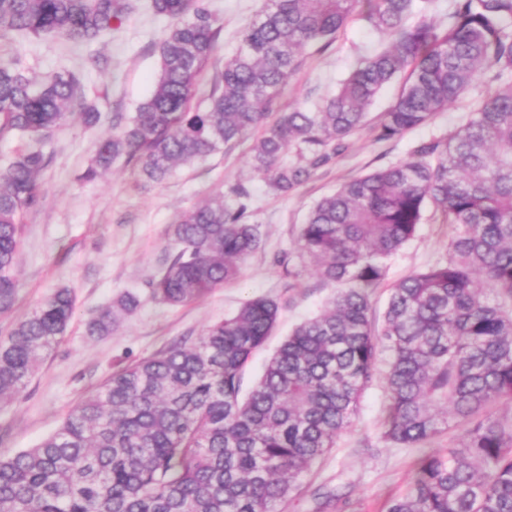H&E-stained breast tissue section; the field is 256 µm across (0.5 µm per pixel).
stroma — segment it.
<instances>
[{
    "label": "stroma",
    "instance_id": "35a3bbf8",
    "mask_svg": "<svg viewBox=\"0 0 512 512\" xmlns=\"http://www.w3.org/2000/svg\"><path fill=\"white\" fill-rule=\"evenodd\" d=\"M221 28L219 48L203 75L209 88L235 49L241 29L259 0H203ZM169 19L156 15L149 0L119 32L91 44L63 37H0V59H20L38 78L69 70L77 74L86 98L99 111L96 123L71 115L41 145L49 163L38 177L42 202L22 219L16 265L18 297L13 310L0 315V337L29 315L55 290L71 288L74 313L66 335L12 403L0 405V451L16 452L53 433L84 398L98 391L112 372L165 351L181 337L197 338L241 303L272 296L281 303L279 328L250 361L243 380L251 387L289 330L310 317L331 297L309 260L296 249L310 207L341 184L405 158L417 143L454 132L487 95L491 85L478 80L447 111L401 138L379 141L364 129L346 150L318 168L288 196L268 192L251 169L246 146L224 149L207 160L178 166L163 183L146 182L133 165L118 160L94 180L85 173L101 140L118 132L152 90L158 68L154 48ZM386 40L361 19H353L327 49L309 48L301 69L288 81L274 109L285 112L335 90L367 49ZM244 186L251 198L247 220L259 227L263 246L246 261L238 280L181 306L154 301L149 282L162 271L172 250L170 226L181 213L210 199L233 202L232 190ZM448 227L426 210L415 236L389 264L386 284L372 295L374 319L383 316L391 285L446 256ZM295 269L296 277L286 276ZM140 295L139 307L122 316L111 336H88L87 323L125 291ZM385 381L367 388L359 417L336 439V446L301 477L282 512H313L320 494L348 499L356 512H382L385 501L403 492L422 452L441 454L460 444L453 428L424 448H396L381 438Z\"/></svg>",
    "mask_w": 512,
    "mask_h": 512
}]
</instances>
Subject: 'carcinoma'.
Listing matches in <instances>:
<instances>
[{"label":"carcinoma","instance_id":"1","mask_svg":"<svg viewBox=\"0 0 512 512\" xmlns=\"http://www.w3.org/2000/svg\"><path fill=\"white\" fill-rule=\"evenodd\" d=\"M433 0H262L240 44L207 90L199 77L220 27L202 0H151L171 19L157 42L151 95L103 140L85 177L125 158L161 183L180 164L250 141L267 189L287 195L368 122L380 91L401 79L375 126L391 140L426 125L487 71L498 89L451 135L341 185L309 210L301 255L334 288L296 325L255 385L243 374L277 326L280 304L257 296L196 340L125 366L33 448L0 452V512H279L300 477L359 415L385 363V443L418 448L459 427L458 448L428 453L386 512H512V0H453L448 25L427 19ZM133 0H0V35L25 32L90 44L118 30ZM385 35L336 93L313 109L273 115L305 51L324 49L354 16ZM75 111L93 124L80 78L47 82L19 59H0V133L33 142ZM295 163L283 162L288 151ZM44 153L29 147L0 172V313L17 299L20 217L37 207ZM450 228L447 257L391 288L381 325L371 298L388 259L415 235L426 208ZM214 198L172 225L178 249L149 283L153 299L192 302L236 280L262 246L258 225ZM126 292L87 324L110 336L136 309ZM73 299L60 289L0 339V404L15 400L66 335Z\"/></svg>","mask_w":512,"mask_h":512}]
</instances>
